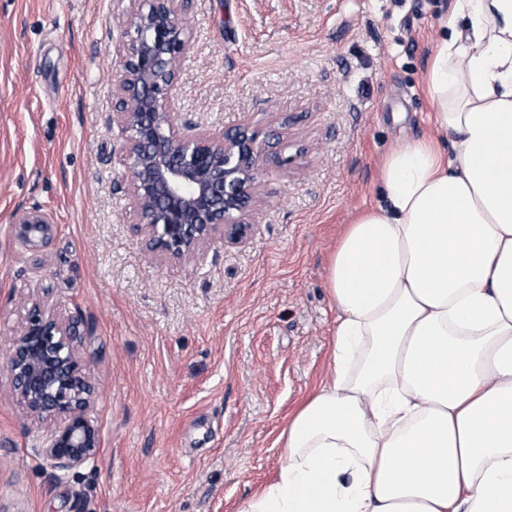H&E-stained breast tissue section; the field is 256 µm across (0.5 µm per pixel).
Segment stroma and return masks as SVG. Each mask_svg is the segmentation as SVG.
Masks as SVG:
<instances>
[{"mask_svg":"<svg viewBox=\"0 0 512 512\" xmlns=\"http://www.w3.org/2000/svg\"><path fill=\"white\" fill-rule=\"evenodd\" d=\"M450 0H194L182 122L282 130L250 237L166 263L129 222L112 119L130 0H0V350L32 299L84 320L97 456L54 474L0 369V512H238L327 377L330 258L378 166L435 136L425 74ZM296 156L295 166L282 158ZM55 218L49 249L13 213ZM16 237L29 249L46 251L54 236L53 218L39 207L21 208L13 215Z\"/></svg>","mask_w":512,"mask_h":512,"instance_id":"35a3bbf8","label":"stroma"}]
</instances>
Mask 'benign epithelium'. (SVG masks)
<instances>
[{
  "label": "benign epithelium",
  "instance_id": "benign-epithelium-1",
  "mask_svg": "<svg viewBox=\"0 0 512 512\" xmlns=\"http://www.w3.org/2000/svg\"><path fill=\"white\" fill-rule=\"evenodd\" d=\"M113 80V117L123 133L121 160L134 202L132 224L147 251L168 263L193 259L216 238H247L272 159L264 132L249 122L229 131L184 132L172 99L194 32L193 0H131ZM16 237L45 251L52 215L39 207L13 215ZM82 319L35 302L20 335L0 352L17 400L37 422L54 426L42 454L68 472L95 458L101 437L90 410L95 386L81 353Z\"/></svg>",
  "mask_w": 512,
  "mask_h": 512
}]
</instances>
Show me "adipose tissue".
I'll return each instance as SVG.
<instances>
[{
    "label": "adipose tissue",
    "instance_id": "ef3b65f1",
    "mask_svg": "<svg viewBox=\"0 0 512 512\" xmlns=\"http://www.w3.org/2000/svg\"><path fill=\"white\" fill-rule=\"evenodd\" d=\"M438 25L440 135L384 156L341 236L331 373L239 512H512V0Z\"/></svg>",
    "mask_w": 512,
    "mask_h": 512
}]
</instances>
